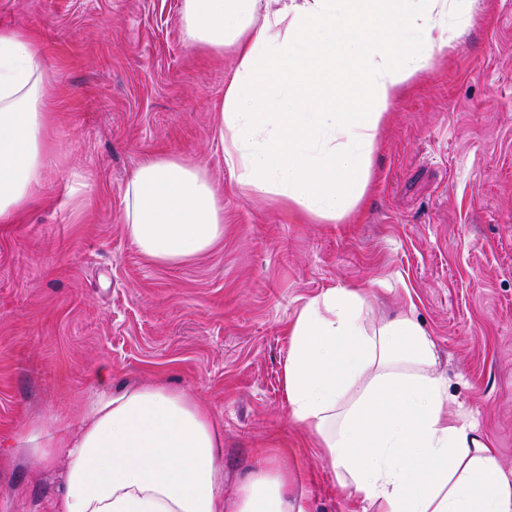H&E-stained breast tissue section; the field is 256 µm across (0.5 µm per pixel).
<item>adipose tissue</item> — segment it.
I'll return each mask as SVG.
<instances>
[{
    "instance_id": "obj_1",
    "label": "adipose tissue",
    "mask_w": 512,
    "mask_h": 512,
    "mask_svg": "<svg viewBox=\"0 0 512 512\" xmlns=\"http://www.w3.org/2000/svg\"><path fill=\"white\" fill-rule=\"evenodd\" d=\"M478 0H184L193 43L233 47L224 165L248 195L318 224L361 206L388 108L447 48ZM54 89L35 38L0 27V223L14 222L59 165ZM125 229L160 265L224 237V201L200 166L146 158L124 187ZM362 289L330 288L286 327L293 420L361 512H512L496 448L448 410L434 339L407 314L367 324ZM40 463L64 460L51 512H303L277 456L224 497V435L210 407L163 384L95 395L76 429L38 417L16 436Z\"/></svg>"
}]
</instances>
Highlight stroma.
I'll return each mask as SVG.
<instances>
[{
	"instance_id": "obj_1",
	"label": "stroma",
	"mask_w": 512,
	"mask_h": 512,
	"mask_svg": "<svg viewBox=\"0 0 512 512\" xmlns=\"http://www.w3.org/2000/svg\"><path fill=\"white\" fill-rule=\"evenodd\" d=\"M182 12L183 0H0V27L33 33L55 86L63 157L0 223V512H51L63 467L25 456L16 434L36 416L75 425L104 374L211 407L225 497L278 448L305 512H354L284 387L288 322L342 286L366 289L369 326L408 311L433 336L449 411L512 473V0H482L392 103L364 206L335 224L238 188L219 121L235 53L188 42ZM153 155L217 182L224 239L207 254L162 266L129 240L123 188Z\"/></svg>"
}]
</instances>
